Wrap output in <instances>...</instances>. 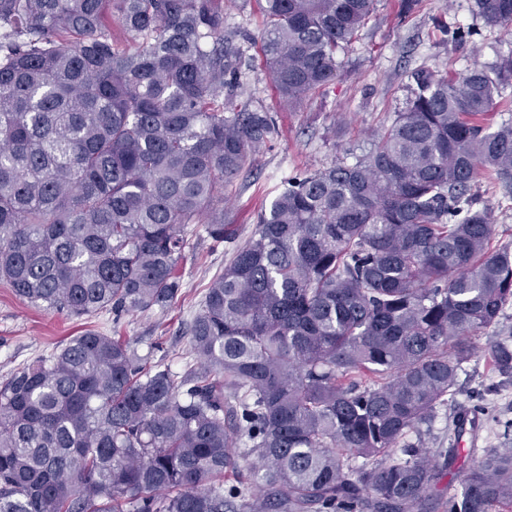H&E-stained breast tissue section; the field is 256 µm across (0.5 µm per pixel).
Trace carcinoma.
Returning <instances> with one entry per match:
<instances>
[{"instance_id": "obj_1", "label": "carcinoma", "mask_w": 512, "mask_h": 512, "mask_svg": "<svg viewBox=\"0 0 512 512\" xmlns=\"http://www.w3.org/2000/svg\"><path fill=\"white\" fill-rule=\"evenodd\" d=\"M264 2L292 109L336 80L377 0ZM474 11L512 25V0ZM236 58L223 0H0V281L75 316L170 306L189 226L224 242V187L277 135L234 103ZM410 80L366 154L262 207L183 372L89 329L0 382V512L512 509L509 433L446 496L461 431L420 439L512 303V246L473 191L512 183V117L494 121L512 54ZM484 355L512 376L506 341Z\"/></svg>"}]
</instances>
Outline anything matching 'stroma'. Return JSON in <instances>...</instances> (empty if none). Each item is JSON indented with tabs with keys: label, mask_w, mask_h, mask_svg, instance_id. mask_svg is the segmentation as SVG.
<instances>
[{
	"label": "stroma",
	"mask_w": 512,
	"mask_h": 512,
	"mask_svg": "<svg viewBox=\"0 0 512 512\" xmlns=\"http://www.w3.org/2000/svg\"><path fill=\"white\" fill-rule=\"evenodd\" d=\"M473 6L474 0H424L412 19L402 22L395 0H379L360 38L344 55L336 81L291 109L280 102L262 63V0H224V33L240 55L234 73L238 91L252 106L274 112L280 133L251 154L226 187L224 221L230 230L223 243H213L203 230L190 232L177 300L165 310L126 315L117 323L108 311L77 318L28 304L0 283V380L87 329L107 335L119 330L138 354L149 353L180 367L188 347L187 330L208 286L249 239L262 199L272 198L289 177L368 151L372 131L391 123L402 109L408 72L449 68L464 74L475 64L512 53V28L485 24ZM439 19L472 29L474 35L462 45L445 39L435 28ZM482 399L491 403L498 421H512V379L495 377L478 354L459 370L454 400L423 424L427 447H447L456 413L474 408Z\"/></svg>",
	"instance_id": "1"
}]
</instances>
